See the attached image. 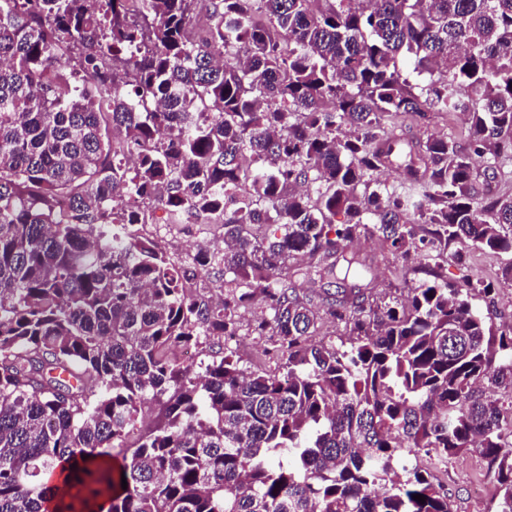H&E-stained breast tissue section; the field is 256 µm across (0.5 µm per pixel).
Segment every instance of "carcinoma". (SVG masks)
<instances>
[{"mask_svg":"<svg viewBox=\"0 0 512 512\" xmlns=\"http://www.w3.org/2000/svg\"><path fill=\"white\" fill-rule=\"evenodd\" d=\"M200 2L0 0V512H451L464 453L512 512V327L443 275L455 245L512 282V193L472 186L512 162V0H211L196 32ZM431 112L465 145L391 128ZM159 207L224 227L193 257L222 297L141 233ZM258 302L282 371L173 357ZM428 132L435 135H448L455 137L459 142L465 143L467 135V125L460 114H445L436 112L428 125ZM496 172L493 175L492 172ZM473 189L481 198L486 194H500L512 190V165L508 160L494 161L491 156L478 159L473 170ZM353 250L361 258L372 260L374 274L379 282L399 288L398 296L405 292L400 262L382 247L377 237H361L353 244ZM194 282L193 288H197V292L204 293L207 296H216L220 294V288L224 289V275L222 276L219 266H214L209 268L207 272L198 274Z\"/></svg>","mask_w":512,"mask_h":512,"instance_id":"1","label":"carcinoma"}]
</instances>
